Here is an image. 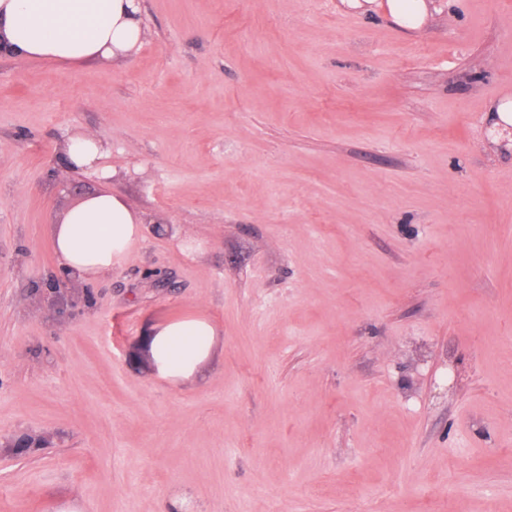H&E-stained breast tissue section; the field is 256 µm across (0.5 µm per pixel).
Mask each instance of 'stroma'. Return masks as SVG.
I'll list each match as a JSON object with an SVG mask.
<instances>
[{
    "label": "stroma",
    "mask_w": 512,
    "mask_h": 512,
    "mask_svg": "<svg viewBox=\"0 0 512 512\" xmlns=\"http://www.w3.org/2000/svg\"><path fill=\"white\" fill-rule=\"evenodd\" d=\"M142 6L123 61L0 55V512H512V0ZM100 191L143 237L64 281ZM387 8L393 19L411 29H417L428 12L426 0H387ZM106 153L105 144L93 136L72 138L62 147L63 162L68 168L96 171L105 177L109 171L100 168L99 161ZM142 224L138 212L116 195L86 197L53 226L59 268L77 281L111 274L142 238ZM215 334L203 317L174 320L155 331L149 350L159 377L172 382L191 376L208 358Z\"/></svg>",
    "instance_id": "stroma-1"
}]
</instances>
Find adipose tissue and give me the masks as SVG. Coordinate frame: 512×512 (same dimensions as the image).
Listing matches in <instances>:
<instances>
[{"label": "adipose tissue", "instance_id": "ef3b65f1", "mask_svg": "<svg viewBox=\"0 0 512 512\" xmlns=\"http://www.w3.org/2000/svg\"><path fill=\"white\" fill-rule=\"evenodd\" d=\"M140 0H0V42L10 54L33 60L80 63L127 58L142 40ZM92 136L76 137L62 147L67 167L95 171L106 154ZM142 220L116 195L83 199L55 224L52 243L58 266L77 281H95L120 267L141 239ZM215 328L203 317L172 321L149 342L159 377L191 376L208 358Z\"/></svg>", "mask_w": 512, "mask_h": 512}]
</instances>
